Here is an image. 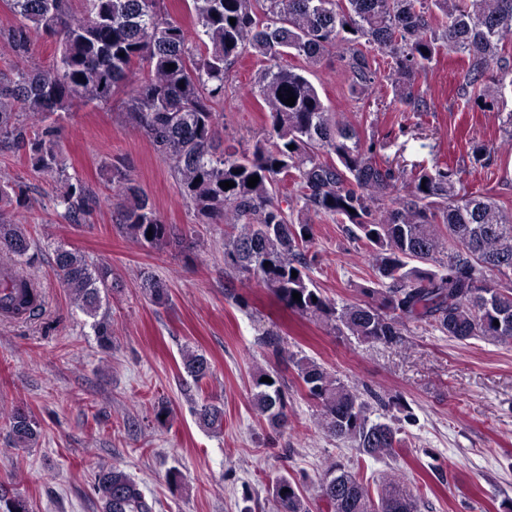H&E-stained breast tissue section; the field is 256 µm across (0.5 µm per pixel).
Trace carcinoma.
I'll use <instances>...</instances> for the list:
<instances>
[{"mask_svg": "<svg viewBox=\"0 0 512 512\" xmlns=\"http://www.w3.org/2000/svg\"><path fill=\"white\" fill-rule=\"evenodd\" d=\"M5 2L24 23L1 27L0 44L28 58L37 38L57 37L59 56L50 67L0 76V143L28 149L36 171L65 184L58 199L71 223L85 221L99 198L68 175L55 149L57 118L79 103L108 105L122 91L127 120L169 160L183 200L197 215L224 224L227 276L253 281L293 313L366 343L401 345L404 329L415 322H430L460 342L512 343V214L488 193L459 194L456 166H421L401 181L379 159L386 143L362 140L354 124L328 110L304 75L306 67L335 51L352 94L374 95L378 62L361 49L366 43L388 59L394 98L426 112L427 100L414 84L446 49L467 57L457 98L466 108L479 106L493 96L483 81L490 65L497 66L501 80L512 76V0H192L194 39L166 14L163 0H82L79 13L70 0ZM286 54L304 65L280 64ZM246 55L266 63L255 87L270 131L252 150L239 153L217 143L220 113L214 105L224 100L231 66ZM290 91L296 96L292 106L285 104ZM468 158L475 167L492 164L484 143H470ZM252 176L259 182L249 187ZM288 180L296 186L300 210L351 224L347 232L366 246L378 279L379 287L361 289L372 300L339 306L316 286L308 259L314 227L295 221L277 198L279 185ZM108 181L121 236L148 248L179 239L176 227L163 223L126 172L115 166ZM224 181L235 186L225 190ZM22 201L11 184L0 182V252L11 260L8 270H0L1 312H20L34 299L18 269L33 241L9 216ZM54 262L75 306L92 319L99 346L111 349L112 321L101 308L118 288L112 268L62 242L54 248ZM140 288L156 306L170 302L166 283L150 271L140 272ZM295 292L301 301L293 299ZM289 359L327 435L374 460L397 454L395 419H371L370 404L358 389L317 361L293 353ZM181 362L197 385L211 373L205 355L188 345ZM251 405L273 431L288 425V387L277 374L254 370ZM194 415L203 429L223 431V406L205 399ZM9 426L14 443L23 447L42 433L22 408L10 414ZM3 489L0 484V512H32L27 497L14 490L6 496ZM93 490L104 512H154L138 482L116 467L100 468ZM272 500L276 512H310L286 476L276 479ZM320 500L323 512H420L421 503L400 474L383 473L373 489L339 463L323 473Z\"/></svg>", "mask_w": 512, "mask_h": 512, "instance_id": "cac0c4a2", "label": "carcinoma"}]
</instances>
